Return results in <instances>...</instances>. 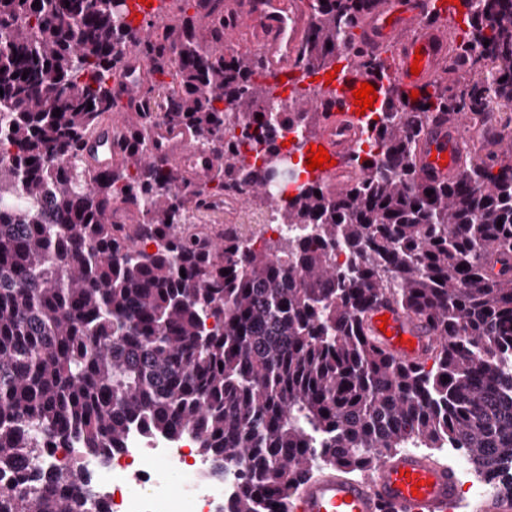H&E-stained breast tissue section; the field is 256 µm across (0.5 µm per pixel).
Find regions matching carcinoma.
<instances>
[{
	"label": "carcinoma",
	"mask_w": 512,
	"mask_h": 512,
	"mask_svg": "<svg viewBox=\"0 0 512 512\" xmlns=\"http://www.w3.org/2000/svg\"><path fill=\"white\" fill-rule=\"evenodd\" d=\"M202 2L167 0L162 25L135 26L127 0H0V512H109L75 490L86 475L64 481L38 460L110 456L136 424L193 436L216 475L245 460L219 512H288L305 478L401 448H457L512 492V134L466 153L450 181L416 163L434 114L512 105V0L463 13L456 96L435 81L414 100L384 60L358 56L384 82L380 119L361 129L370 149L356 143L340 188L299 182L297 162L282 200L262 108L281 105L306 139L321 90L279 100L262 56L224 47V0L198 33ZM377 2L313 0L303 72L331 68ZM129 51L171 81L150 87L156 108L123 116L122 159L96 171L83 147L124 111L112 79ZM161 125L204 148L203 174L154 148ZM236 189L302 234L256 249L185 228L208 193ZM116 200L136 223L112 222ZM385 298L438 337L432 363L370 335Z\"/></svg>",
	"instance_id": "obj_1"
}]
</instances>
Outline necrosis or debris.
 <instances>
[{
  "label": "necrosis or debris",
  "instance_id": "1",
  "mask_svg": "<svg viewBox=\"0 0 512 512\" xmlns=\"http://www.w3.org/2000/svg\"><path fill=\"white\" fill-rule=\"evenodd\" d=\"M193 446L190 436L172 441L134 427L118 454L76 459L70 449L59 448L52 460L66 476L76 460L97 474L99 490L111 499V512H217L233 491L234 477H213Z\"/></svg>",
  "mask_w": 512,
  "mask_h": 512
}]
</instances>
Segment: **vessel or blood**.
Masks as SVG:
<instances>
[{"label": "vessel or blood", "mask_w": 512, "mask_h": 512, "mask_svg": "<svg viewBox=\"0 0 512 512\" xmlns=\"http://www.w3.org/2000/svg\"><path fill=\"white\" fill-rule=\"evenodd\" d=\"M242 25L259 36L257 46L270 71L278 77L294 78L305 32L311 22L301 6L286 8L285 0H250L240 15ZM360 43L376 48L393 43L398 55L389 74L401 85L415 87L434 80L448 55V36L443 28L423 19L417 0H382L360 21ZM127 77L112 86V93L128 109L143 104L140 84L148 68L136 53H128ZM419 74H412V63ZM367 76L356 59L342 63L334 80L325 88L327 106L318 134L311 146H323L334 164L320 171L323 179L338 177L354 149L353 133L361 118L353 102V90ZM459 127L445 115L435 116L426 126L417 156L423 180L440 181L453 176L460 166L457 150ZM167 143L174 162L191 166L195 156L189 140L179 128H157ZM121 150L113 126L103 127L84 147L85 159L99 169L109 168ZM387 324H380V316ZM372 336L399 359L407 362L425 358L436 338L424 323L406 314L391 301H382L368 321ZM459 479L454 468L433 463L426 455L402 451L382 455L369 473L359 480L326 474L308 478L300 486L291 512H460ZM473 512H512V495L499 491L480 499Z\"/></svg>", "instance_id": "b4317fda"}]
</instances>
